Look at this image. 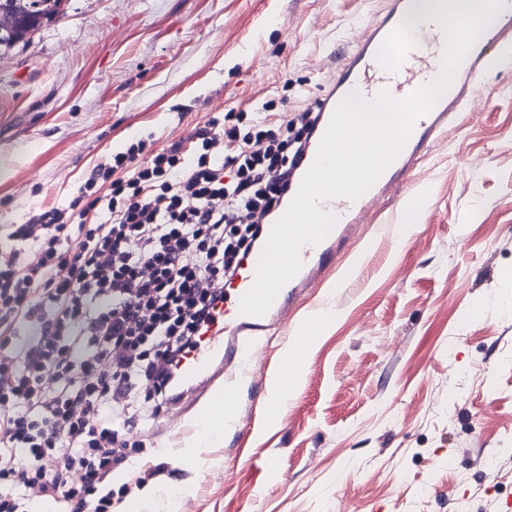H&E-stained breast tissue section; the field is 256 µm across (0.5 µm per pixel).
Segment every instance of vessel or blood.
<instances>
[{
  "label": "vessel or blood",
  "instance_id": "b4317fda",
  "mask_svg": "<svg viewBox=\"0 0 512 512\" xmlns=\"http://www.w3.org/2000/svg\"><path fill=\"white\" fill-rule=\"evenodd\" d=\"M409 6L410 0H390L380 19L356 37L352 51L345 56L326 92L315 103L318 122L305 141L302 158L290 181L289 195H296L316 157L333 112L347 93L355 89L370 98L385 88L392 95L403 97L429 82L435 64L443 57L446 48L441 28L428 27V51H408L396 72L384 69L377 59L381 45L401 26ZM504 9L506 14L499 29L488 41L473 45L446 92L417 121L404 150L378 181L357 200L333 198L323 202V210L335 217L333 227L323 241L302 248L301 270L284 285L269 311L262 316L245 315L240 311V299L254 283L260 258L259 252L251 253L224 300L223 324L213 326L206 335L205 344L182 365L179 389L170 403L171 409H178L187 396L206 391L220 377L224 380V394L213 411L225 427L246 429L247 418L239 399V378L256 371L260 332L267 330L272 321L286 316L300 292L319 282L339 245L355 233L372 204L404 181L407 173L430 150L438 134L451 123L466 91L481 86L488 62L512 65V0H505Z\"/></svg>",
  "mask_w": 512,
  "mask_h": 512
}]
</instances>
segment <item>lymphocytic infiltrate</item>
I'll use <instances>...</instances> for the list:
<instances>
[{
  "label": "lymphocytic infiltrate",
  "instance_id": "obj_1",
  "mask_svg": "<svg viewBox=\"0 0 512 512\" xmlns=\"http://www.w3.org/2000/svg\"><path fill=\"white\" fill-rule=\"evenodd\" d=\"M276 100L217 112L186 143L132 141L92 168L68 208L10 224L0 251V512L49 497L111 512L119 433L153 419L171 371L215 325L224 288L288 193L316 114L268 122ZM107 219L86 223L90 211ZM33 330L20 343L19 326ZM153 393L141 397V382ZM80 469V484L66 474Z\"/></svg>",
  "mask_w": 512,
  "mask_h": 512
}]
</instances>
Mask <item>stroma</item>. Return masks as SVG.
I'll return each mask as SVG.
<instances>
[{
  "label": "stroma",
  "mask_w": 512,
  "mask_h": 512,
  "mask_svg": "<svg viewBox=\"0 0 512 512\" xmlns=\"http://www.w3.org/2000/svg\"><path fill=\"white\" fill-rule=\"evenodd\" d=\"M384 0H63L0 55V225L64 208L137 136L165 148L217 111L324 93ZM378 201L337 269L288 314L333 317L274 381L262 338L255 423L198 444L210 399L121 433L112 512H501L512 499V66L491 70L447 137ZM279 398L277 415L262 410ZM273 457L277 468L263 461ZM186 489L169 510L148 487Z\"/></svg>",
  "instance_id": "35a3bbf8"
}]
</instances>
